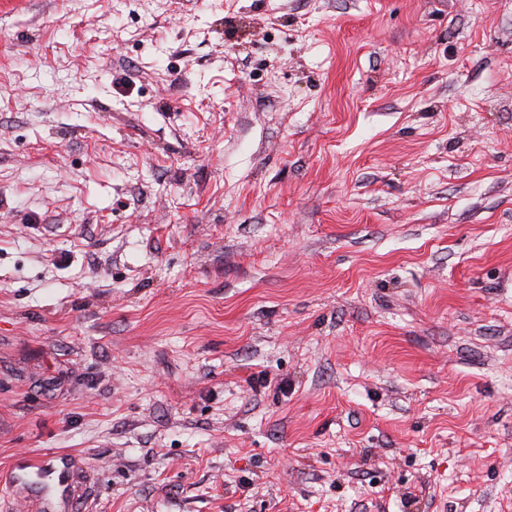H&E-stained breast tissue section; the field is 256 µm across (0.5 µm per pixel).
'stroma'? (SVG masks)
Listing matches in <instances>:
<instances>
[{"mask_svg":"<svg viewBox=\"0 0 512 512\" xmlns=\"http://www.w3.org/2000/svg\"><path fill=\"white\" fill-rule=\"evenodd\" d=\"M23 451L73 512H512V0H0ZM70 457L68 454H60L50 463L36 456H28L14 463L2 477V485L14 490L16 484L21 483L28 475H44L52 477L58 485L68 486Z\"/></svg>","mask_w":512,"mask_h":512,"instance_id":"obj_1","label":"stroma"}]
</instances>
